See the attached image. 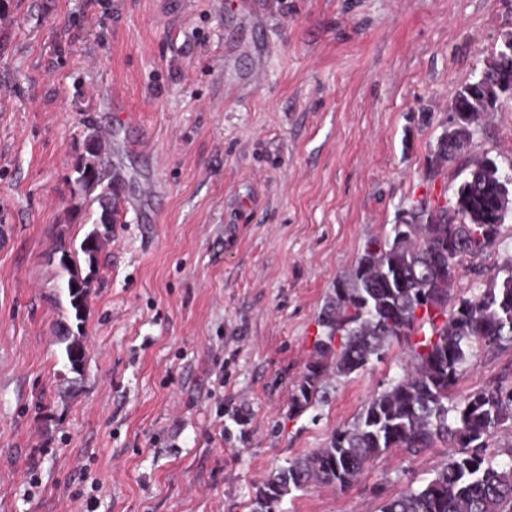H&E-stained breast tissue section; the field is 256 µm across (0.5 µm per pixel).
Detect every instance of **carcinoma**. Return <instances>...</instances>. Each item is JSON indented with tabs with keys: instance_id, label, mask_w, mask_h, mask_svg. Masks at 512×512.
<instances>
[{
	"instance_id": "1",
	"label": "carcinoma",
	"mask_w": 512,
	"mask_h": 512,
	"mask_svg": "<svg viewBox=\"0 0 512 512\" xmlns=\"http://www.w3.org/2000/svg\"><path fill=\"white\" fill-rule=\"evenodd\" d=\"M484 80L463 84L451 104L456 127L444 128L425 171L435 179L447 164L466 153L484 112L498 103V83L512 75V61L494 55ZM72 182L97 205L92 229L79 245L88 266L97 262L103 241L112 236L120 201L118 176L95 129L84 135L83 155ZM512 175L481 157L469 162L454 200L417 199L401 209L383 239L365 243L351 277L336 282L334 297L317 319L319 338L312 360L292 396L295 413L327 402L323 377H347L381 361L395 342L407 344L403 373L366 403L355 420L332 433L329 445L280 468L256 494L253 512H277L284 495L314 482L350 489L364 466L400 448L417 456L436 443L452 448L447 463L424 485L387 498L380 512H512V463L500 462L488 448L499 431L512 428V385L503 381L453 397L476 351L512 347V254L496 275L472 295L452 297L457 267L476 266L500 236L512 212L506 184ZM58 288L75 319L82 320L89 288L76 256L60 249ZM422 335L413 342L411 337ZM64 357L74 372L86 358L79 337L66 336Z\"/></svg>"
}]
</instances>
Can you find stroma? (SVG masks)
Listing matches in <instances>:
<instances>
[{
	"label": "stroma",
	"instance_id": "obj_1",
	"mask_svg": "<svg viewBox=\"0 0 512 512\" xmlns=\"http://www.w3.org/2000/svg\"><path fill=\"white\" fill-rule=\"evenodd\" d=\"M251 2L0 0V512H252L402 372L395 344L291 413L365 242L453 199L466 159L432 182L427 160L512 0ZM91 127L124 184L78 320L59 247L93 221L70 180ZM470 155L512 174V101ZM506 379L512 348L484 352L455 395ZM445 461L393 448L279 510L379 512ZM62 342L65 343L64 357L73 372H79L77 365H83L86 352L84 343L77 336H64Z\"/></svg>",
	"mask_w": 512,
	"mask_h": 512
}]
</instances>
